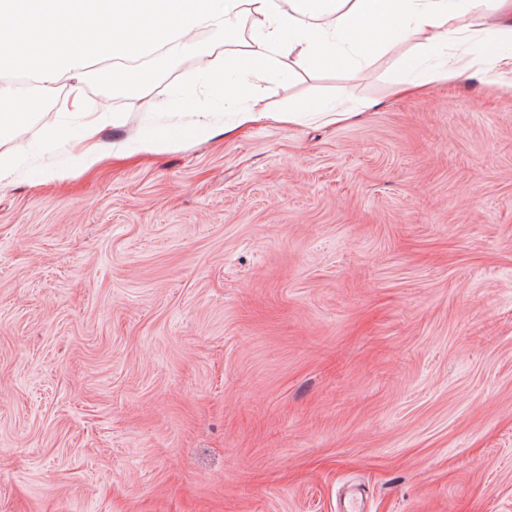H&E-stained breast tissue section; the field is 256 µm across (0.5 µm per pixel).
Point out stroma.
Instances as JSON below:
<instances>
[{
    "mask_svg": "<svg viewBox=\"0 0 512 512\" xmlns=\"http://www.w3.org/2000/svg\"><path fill=\"white\" fill-rule=\"evenodd\" d=\"M371 65L267 83L369 100L353 125L260 124L158 153L194 57L140 93L22 86L0 134V512H512V92L396 94ZM124 112L126 126L112 115ZM101 121L104 158L76 136ZM65 136L48 137V130ZM3 103L7 104L8 112L0 113V131L3 126L19 125L31 114L28 100L18 98L9 87L0 86V108ZM175 141L169 131H154L149 135H140L130 139L119 151L121 154L130 156L143 152H154Z\"/></svg>",
    "mask_w": 512,
    "mask_h": 512,
    "instance_id": "35a3bbf8",
    "label": "stroma"
}]
</instances>
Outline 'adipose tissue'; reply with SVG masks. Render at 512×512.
<instances>
[{
    "instance_id": "obj_1",
    "label": "adipose tissue",
    "mask_w": 512,
    "mask_h": 512,
    "mask_svg": "<svg viewBox=\"0 0 512 512\" xmlns=\"http://www.w3.org/2000/svg\"><path fill=\"white\" fill-rule=\"evenodd\" d=\"M252 34L243 38L242 20ZM208 30L224 45L222 65L206 69L229 119L216 125L211 107L193 112L180 132L193 138L231 135L265 122L337 125L353 112L321 97L288 110L267 108L260 84L297 68L337 72L371 64L396 44L417 38L400 66L405 88L455 80L471 62L449 57V42L484 45L501 73L512 72V0H0V66L34 72L41 82L81 76L91 58L113 61V85L134 94L148 79L126 60L176 44L204 59L210 45L194 35Z\"/></svg>"
}]
</instances>
